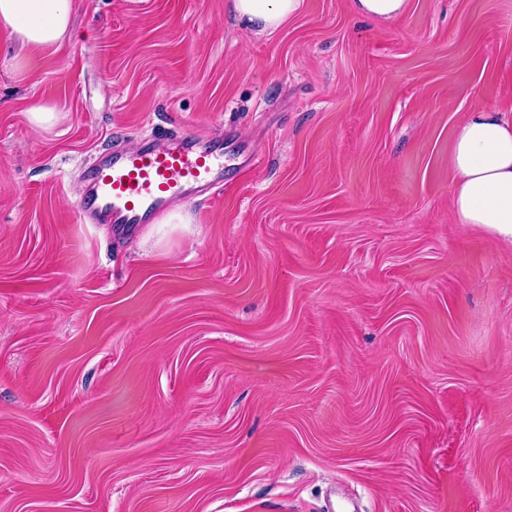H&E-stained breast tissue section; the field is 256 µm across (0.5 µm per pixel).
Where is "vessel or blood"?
I'll return each mask as SVG.
<instances>
[{
  "instance_id": "vessel-or-blood-1",
  "label": "vessel or blood",
  "mask_w": 512,
  "mask_h": 512,
  "mask_svg": "<svg viewBox=\"0 0 512 512\" xmlns=\"http://www.w3.org/2000/svg\"><path fill=\"white\" fill-rule=\"evenodd\" d=\"M224 141L193 135L172 146L144 140L131 150L100 154L87 169L78 215L92 214L122 231L154 223L177 200H190L197 189L224 186Z\"/></svg>"
}]
</instances>
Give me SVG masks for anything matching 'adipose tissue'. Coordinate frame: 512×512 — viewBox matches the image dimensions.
Returning <instances> with one entry per match:
<instances>
[{"mask_svg": "<svg viewBox=\"0 0 512 512\" xmlns=\"http://www.w3.org/2000/svg\"><path fill=\"white\" fill-rule=\"evenodd\" d=\"M70 0H0V28L21 47L10 70L21 75L30 50L60 47L71 39ZM301 0H230L248 27L264 33L278 28L300 8ZM453 173L452 217L474 224L492 237L512 243V119L484 105L457 128L448 153Z\"/></svg>", "mask_w": 512, "mask_h": 512, "instance_id": "adipose-tissue-1", "label": "adipose tissue"}]
</instances>
